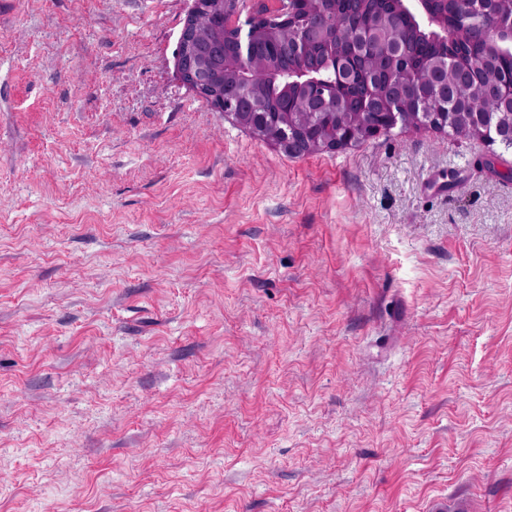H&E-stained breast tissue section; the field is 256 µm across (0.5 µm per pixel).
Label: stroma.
Segmentation results:
<instances>
[{"instance_id": "obj_1", "label": "stroma", "mask_w": 512, "mask_h": 512, "mask_svg": "<svg viewBox=\"0 0 512 512\" xmlns=\"http://www.w3.org/2000/svg\"><path fill=\"white\" fill-rule=\"evenodd\" d=\"M192 7L0 0V512H512V149L292 157Z\"/></svg>"}]
</instances>
